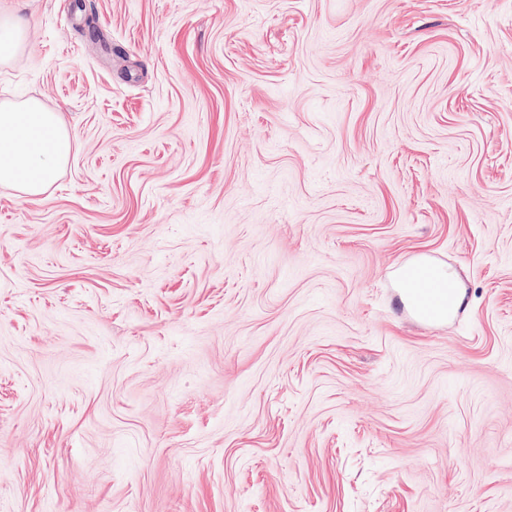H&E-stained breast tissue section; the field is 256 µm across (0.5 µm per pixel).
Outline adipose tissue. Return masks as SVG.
<instances>
[{
    "instance_id": "obj_1",
    "label": "adipose tissue",
    "mask_w": 512,
    "mask_h": 512,
    "mask_svg": "<svg viewBox=\"0 0 512 512\" xmlns=\"http://www.w3.org/2000/svg\"><path fill=\"white\" fill-rule=\"evenodd\" d=\"M27 20L16 10L0 9V64L13 62L25 50ZM73 148L60 113L35 99L0 103V186L19 197L37 198L54 182ZM430 281L433 297L428 303V322L443 323L461 307L465 289L448 266H434L426 279L400 283L402 297L422 295L423 281Z\"/></svg>"
}]
</instances>
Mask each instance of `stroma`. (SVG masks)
<instances>
[{"label": "stroma", "instance_id": "1", "mask_svg": "<svg viewBox=\"0 0 512 512\" xmlns=\"http://www.w3.org/2000/svg\"><path fill=\"white\" fill-rule=\"evenodd\" d=\"M4 2L0 512H512V0ZM27 19L17 10L0 7V64L13 62L25 50ZM73 148L67 125L35 99L0 103V186L37 198L54 182ZM430 265V264H427ZM424 278L429 279L433 288L432 300L427 303L429 315L419 317L421 321L443 323L452 318L461 307L465 296V287L456 272L449 266L430 265Z\"/></svg>", "mask_w": 512, "mask_h": 512}]
</instances>
